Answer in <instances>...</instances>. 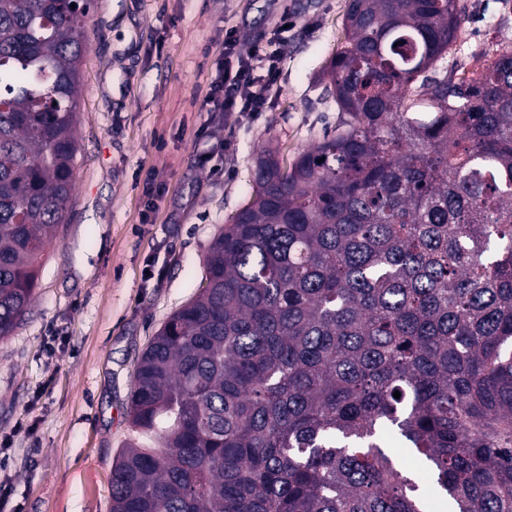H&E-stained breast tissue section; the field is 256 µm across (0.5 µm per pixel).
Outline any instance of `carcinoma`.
Instances as JSON below:
<instances>
[{
	"label": "carcinoma",
	"instance_id": "carcinoma-1",
	"mask_svg": "<svg viewBox=\"0 0 512 512\" xmlns=\"http://www.w3.org/2000/svg\"><path fill=\"white\" fill-rule=\"evenodd\" d=\"M94 0H0V338L65 222ZM457 0H348L333 135L268 152L141 355L111 512H512V45ZM400 398H394L395 392ZM465 7L456 51L442 60L440 68L455 78L476 76L488 66L496 44L512 42V0H458Z\"/></svg>",
	"mask_w": 512,
	"mask_h": 512
}]
</instances>
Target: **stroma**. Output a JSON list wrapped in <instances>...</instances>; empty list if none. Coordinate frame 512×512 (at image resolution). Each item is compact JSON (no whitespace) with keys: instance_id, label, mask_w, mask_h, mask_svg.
Here are the masks:
<instances>
[{"instance_id":"1","label":"stroma","mask_w":512,"mask_h":512,"mask_svg":"<svg viewBox=\"0 0 512 512\" xmlns=\"http://www.w3.org/2000/svg\"><path fill=\"white\" fill-rule=\"evenodd\" d=\"M346 3L95 0L67 219L27 313L0 339V512H110L138 357L198 293L206 251L251 197L261 153L292 162L340 121L323 72L345 40ZM458 4L466 21L441 66L471 77L512 42V0ZM284 13L294 27L268 112L208 111L225 28L247 55Z\"/></svg>"}]
</instances>
